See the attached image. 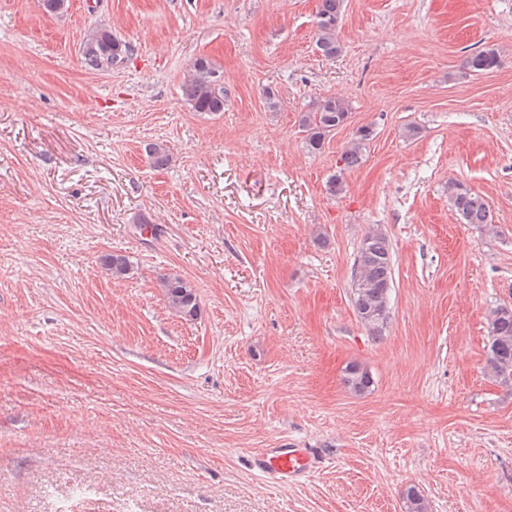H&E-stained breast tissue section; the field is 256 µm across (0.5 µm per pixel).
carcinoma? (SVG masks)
Listing matches in <instances>:
<instances>
[{
    "mask_svg": "<svg viewBox=\"0 0 512 512\" xmlns=\"http://www.w3.org/2000/svg\"><path fill=\"white\" fill-rule=\"evenodd\" d=\"M344 0H320L316 16V46L327 59L336 57L341 46L336 31L343 16ZM128 46L112 35L107 28L91 30L84 40L82 57L84 65L94 71H109L125 60ZM496 50L489 48L471 53L464 66L472 73H484L500 67ZM220 67L206 56L197 57L182 85L185 100L201 114L224 111V88L214 85ZM349 107L343 100L327 97L303 115L301 126L305 133L308 152H319L329 134L345 124ZM371 132L366 127L357 130L340 161L343 168L351 169L361 164L366 141ZM453 206L464 224L480 230L491 228L493 215L484 198L457 182L448 184ZM103 268L115 278H123L133 270V262L121 253H112L101 259ZM358 273L351 284V302L360 321L374 337L382 336L390 318L389 302L393 283V264L388 237L373 230L367 233L354 259ZM160 286L168 306L182 319L194 321L200 315V299L192 283L178 275H165ZM488 373L501 384L512 385V307L500 305L488 316ZM343 383L356 394L369 391L373 384L370 372L358 362H350L343 369ZM406 512H428L427 500L414 485H409L402 495Z\"/></svg>",
    "mask_w": 512,
    "mask_h": 512,
    "instance_id": "1",
    "label": "carcinoma"
}]
</instances>
